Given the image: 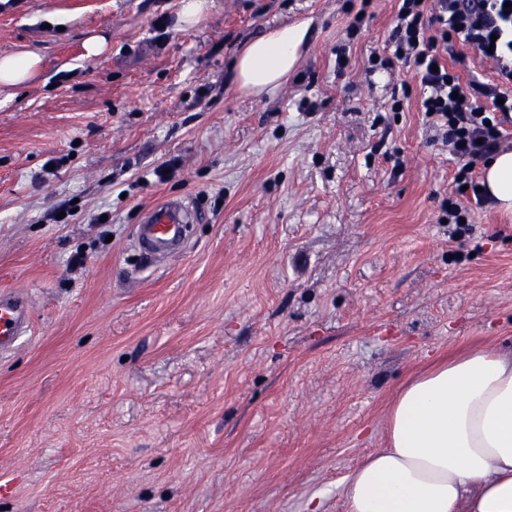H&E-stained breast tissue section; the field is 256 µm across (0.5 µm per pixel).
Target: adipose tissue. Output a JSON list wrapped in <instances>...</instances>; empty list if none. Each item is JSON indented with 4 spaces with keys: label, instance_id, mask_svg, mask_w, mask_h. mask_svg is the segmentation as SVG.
<instances>
[{
    "label": "adipose tissue",
    "instance_id": "obj_1",
    "mask_svg": "<svg viewBox=\"0 0 512 512\" xmlns=\"http://www.w3.org/2000/svg\"><path fill=\"white\" fill-rule=\"evenodd\" d=\"M308 26L282 25L238 53L235 79L259 95L298 65ZM41 56L0 55V93L34 79ZM482 183L495 205L512 211V150L499 151ZM346 512H512V349L473 348L436 360L397 392L386 446L344 482Z\"/></svg>",
    "mask_w": 512,
    "mask_h": 512
}]
</instances>
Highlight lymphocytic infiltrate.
<instances>
[{"instance_id": "f902f5d3", "label": "lymphocytic infiltrate", "mask_w": 512, "mask_h": 512, "mask_svg": "<svg viewBox=\"0 0 512 512\" xmlns=\"http://www.w3.org/2000/svg\"><path fill=\"white\" fill-rule=\"evenodd\" d=\"M505 0H395L385 53L372 54L369 72L391 71L395 63L413 69L421 89L420 110L458 166L465 189L441 203L448 223L466 233L476 210L488 203L475 171L512 137V13ZM471 47L495 65L496 80L462 78L453 64L455 42Z\"/></svg>"}]
</instances>
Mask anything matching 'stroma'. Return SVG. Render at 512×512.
<instances>
[{"instance_id": "stroma-1", "label": "stroma", "mask_w": 512, "mask_h": 512, "mask_svg": "<svg viewBox=\"0 0 512 512\" xmlns=\"http://www.w3.org/2000/svg\"><path fill=\"white\" fill-rule=\"evenodd\" d=\"M178 2L0 0V53L43 59L0 96V290L31 324L0 352V512H346L410 375L512 347V216L454 236L456 163L413 71H366L393 0L341 74L347 0H213L192 27ZM300 19L285 83L241 92L238 52ZM170 198L200 220L143 266L137 228Z\"/></svg>"}]
</instances>
